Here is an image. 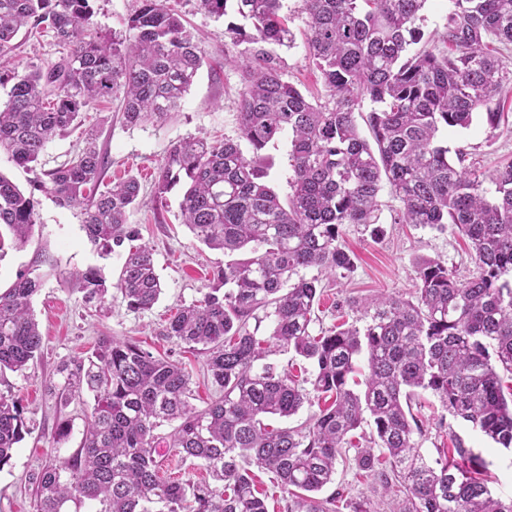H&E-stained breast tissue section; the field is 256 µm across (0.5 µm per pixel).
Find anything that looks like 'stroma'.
Instances as JSON below:
<instances>
[{"label": "stroma", "instance_id": "obj_1", "mask_svg": "<svg viewBox=\"0 0 512 512\" xmlns=\"http://www.w3.org/2000/svg\"><path fill=\"white\" fill-rule=\"evenodd\" d=\"M179 4L187 27L206 52L207 62L169 121L158 126L128 127L117 117L119 100L94 102L83 111L79 127L56 136L48 144L41 170H25L6 153H0V173L33 196L38 218L24 248L8 244L0 250V289H7L38 253L51 255L57 264L55 272L44 277L32 298V309L43 335L42 351L24 373L8 372L0 378V391L11 392L17 399L30 429L14 448L9 463L0 468V512H35L33 475L50 460L76 453L92 400L85 395L60 410L47 396L45 385L55 377L58 365L90 351L99 337L130 340L153 355L182 363L191 375L192 402L197 407H205L216 393L206 375L204 355L185 352L164 336L163 329L178 309L218 287L217 273L224 267V253L199 243L183 224L179 203L184 185H177L167 193L165 201L158 202L153 198V175L177 139L239 138L241 72L224 63V18L198 10L196 0H179ZM136 6V0H92L91 27L106 35L125 32V20ZM284 12L294 42L288 47L272 46L271 51L279 57L288 81L305 94L316 95L322 90V79L307 56L309 31L301 0H285ZM67 53V46L60 44L52 32L21 33L0 64L22 70L59 62ZM88 130L96 132L98 145L109 159L105 183L133 177L141 184L139 203L128 212L127 222L138 231L141 242L152 247L163 287L159 300L146 311L129 309L120 297L110 294L100 304L84 302L77 273L94 268L106 283H116L127 249L122 246L111 254L102 253L85 234L81 209L59 206L36 185L42 170L55 168L76 155ZM439 138L449 150L464 149L469 162L486 175L512 161V124L508 122L493 129L478 117L469 128H451L442 131ZM380 200L383 207L377 228L348 225L343 229V244L354 260L352 271L342 277L320 274L323 295L313 333L330 328L341 318L336 304L380 292L405 299L414 296L415 269L421 260L445 262L462 277L472 273L474 265L456 229L440 231L394 223L398 201L386 189L381 191ZM411 407L425 428L419 446L427 459H434L438 449L449 445L447 436L439 435L437 429L445 411L428 392L412 400ZM62 416L70 420L71 433L59 443L54 436ZM453 428L487 461L495 493L511 497L512 454L497 448L465 422H454ZM335 485L352 497L369 500L374 512H387L390 496L383 492L377 479L357 471L354 465L338 464Z\"/></svg>", "mask_w": 512, "mask_h": 512}]
</instances>
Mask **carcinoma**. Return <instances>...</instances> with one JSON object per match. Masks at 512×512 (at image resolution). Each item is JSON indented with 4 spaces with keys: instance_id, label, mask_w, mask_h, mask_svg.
<instances>
[{
    "instance_id": "1",
    "label": "carcinoma",
    "mask_w": 512,
    "mask_h": 512,
    "mask_svg": "<svg viewBox=\"0 0 512 512\" xmlns=\"http://www.w3.org/2000/svg\"><path fill=\"white\" fill-rule=\"evenodd\" d=\"M91 0H0V57L23 28L51 31L70 53L59 63L21 74L0 69L7 101L0 108V151L17 165L38 164L47 144L73 127L98 99L123 95L130 127L163 124L179 110L205 60V51L171 0H137L129 36L80 34ZM427 0H302L308 16V58L325 94L311 102L285 78L269 44L293 36L281 15L283 0H197L200 10L232 16L224 34V63L241 70L240 138L222 142L186 137L158 166L155 199L187 186L180 212L194 237L230 256L214 288L181 309L163 335L206 355L217 386L204 408L191 403V376L182 364L135 342L103 336L92 351L63 363L48 392L57 407L93 395L80 448L46 465L35 477L36 512H68L86 501L95 512H267L252 476L274 475L288 494L287 512H336L345 497L334 483L336 465L353 463L377 476L384 492L403 493L390 512H512V497L493 494L488 463L448 432L450 448L428 462L408 411L419 391L436 396L449 418L463 420L512 451V161L486 177L467 154L441 144L444 129L467 128L482 114L495 128L498 101L512 82L492 39L512 46V0H449L438 42L417 25ZM362 115L370 137L362 135ZM292 134L291 194L283 202L267 182L262 152ZM107 165L97 135L71 160L44 173L39 187L62 206L82 208L88 239L112 253L133 240L127 212L141 185L133 177L100 190ZM400 202L393 221L467 239L476 271L461 279L438 260L417 265L410 299L378 294L350 307L361 328L342 323L312 334L319 278L354 267L341 242L347 224L378 223L384 188ZM37 224L33 196L0 174V225L24 247ZM250 248V256L231 255ZM44 256L0 292V374L22 373L41 353L42 335L31 310L44 273ZM297 281H292L293 276ZM87 302H103L104 278L79 274ZM113 287L132 310H149L162 285L152 249L132 246ZM271 309L273 328L257 336L250 320ZM283 348L312 367L307 390L294 377L256 362ZM365 357L363 390L351 381ZM324 401L297 427L272 428L269 416L290 418L312 398ZM371 421L367 444L354 431ZM172 431L163 437L157 429ZM29 433L23 409L0 392V468ZM168 448L197 460L211 481L164 479L157 456Z\"/></svg>"
}]
</instances>
